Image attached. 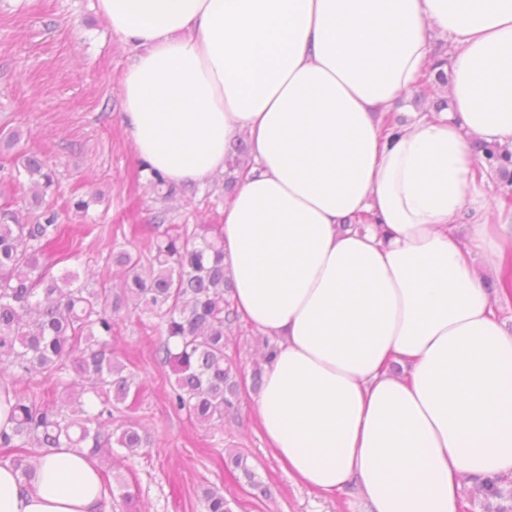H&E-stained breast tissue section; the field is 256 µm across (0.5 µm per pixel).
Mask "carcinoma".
<instances>
[{
	"instance_id": "1",
	"label": "carcinoma",
	"mask_w": 512,
	"mask_h": 512,
	"mask_svg": "<svg viewBox=\"0 0 512 512\" xmlns=\"http://www.w3.org/2000/svg\"><path fill=\"white\" fill-rule=\"evenodd\" d=\"M448 58L438 57L421 82L448 84ZM18 129L0 132V150L15 151ZM481 169L508 175L512 152L480 142ZM249 161L239 141L227 154V182ZM157 200L166 202L180 189L148 162H141ZM55 184L49 160L15 151L11 170L0 179V448L21 476L58 448H75L99 458L113 446L135 451L151 445L138 424L114 426L120 406L132 409L139 384L134 372L112 353L122 312L140 311L158 318L164 337L155 355L175 375L172 408L202 426L224 422L240 401V374L227 355V336L238 323L232 309L231 278L224 270L220 224H165L167 210L155 216L159 235L145 251L110 247L107 262L121 269L123 283L90 285L66 266L79 261L58 212L46 202ZM59 264L64 268L55 270ZM45 375L56 380L62 397L49 401L17 388ZM248 485L269 489L248 464L230 455ZM206 512H231L224 495L203 493Z\"/></svg>"
}]
</instances>
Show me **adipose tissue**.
Here are the masks:
<instances>
[{"label":"adipose tissue","mask_w":512,"mask_h":512,"mask_svg":"<svg viewBox=\"0 0 512 512\" xmlns=\"http://www.w3.org/2000/svg\"><path fill=\"white\" fill-rule=\"evenodd\" d=\"M135 49L136 152L172 181L252 161L224 205L232 304L273 338L253 397L270 447L365 512H457L461 477L512 475V334L485 275L512 214L480 205L470 141L512 151V0H97ZM449 37L447 111L380 117ZM468 224L460 235V224ZM69 448L0 465V512H101ZM249 161V149L246 142L240 140L238 144L233 146L227 154V183H233L237 176V171H241L245 168ZM234 173V175H232Z\"/></svg>","instance_id":"1"}]
</instances>
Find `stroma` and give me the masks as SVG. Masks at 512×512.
I'll return each instance as SVG.
<instances>
[{
    "label": "stroma",
    "mask_w": 512,
    "mask_h": 512,
    "mask_svg": "<svg viewBox=\"0 0 512 512\" xmlns=\"http://www.w3.org/2000/svg\"><path fill=\"white\" fill-rule=\"evenodd\" d=\"M96 0H0V128L20 129L22 151H38L58 177L50 197L67 224L73 248L96 279H111L110 245H147L157 205L147 183L136 180L140 158L124 123L117 89L134 50L112 33ZM100 193L89 214L68 208L72 195ZM167 220L221 223L224 181L199 185L171 202ZM162 328L153 318L123 316L112 341L115 355L141 386L130 415L153 447L122 453L104 468L126 485L142 512H203L202 491L223 492L232 512H364L354 490L325 497L297 480L269 448L243 393L233 416L201 427L172 409L175 376L155 347ZM249 457L269 495L248 486L229 450Z\"/></svg>",
    "instance_id": "35a3bbf8"
}]
</instances>
